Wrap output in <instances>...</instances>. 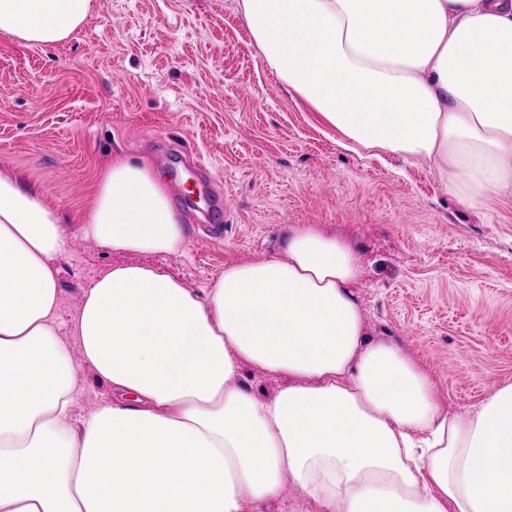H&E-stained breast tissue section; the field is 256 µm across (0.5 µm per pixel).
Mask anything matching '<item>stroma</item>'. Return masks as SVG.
Segmentation results:
<instances>
[{
  "mask_svg": "<svg viewBox=\"0 0 512 512\" xmlns=\"http://www.w3.org/2000/svg\"><path fill=\"white\" fill-rule=\"evenodd\" d=\"M63 42L0 39V169L39 185L81 224L113 156L163 179L185 231L176 253L105 251L73 237L57 260L55 331L80 361L81 290L111 265L160 264L201 293L226 265L280 255L302 227L345 241L365 342L401 347L449 412L512 383V201L465 209L423 159L352 151L264 64L237 0H93ZM222 204V239L200 243L189 181Z\"/></svg>",
  "mask_w": 512,
  "mask_h": 512,
  "instance_id": "35a3bbf8",
  "label": "stroma"
}]
</instances>
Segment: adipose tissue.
I'll use <instances>...</instances> for the list:
<instances>
[{
    "mask_svg": "<svg viewBox=\"0 0 512 512\" xmlns=\"http://www.w3.org/2000/svg\"><path fill=\"white\" fill-rule=\"evenodd\" d=\"M92 0H0V36L53 45ZM264 63L365 150L431 162L459 205L512 199V0H240ZM81 234L175 253L147 165L113 157ZM72 234L0 170V512H241L292 485L319 512H512V384L448 414L400 348L363 346L351 248L298 229L196 293L159 265L82 290L74 363L54 324ZM112 390L73 429L80 367ZM285 377L272 397L242 365Z\"/></svg>",
    "mask_w": 512,
    "mask_h": 512,
    "instance_id": "ef3b65f1",
    "label": "adipose tissue"
}]
</instances>
